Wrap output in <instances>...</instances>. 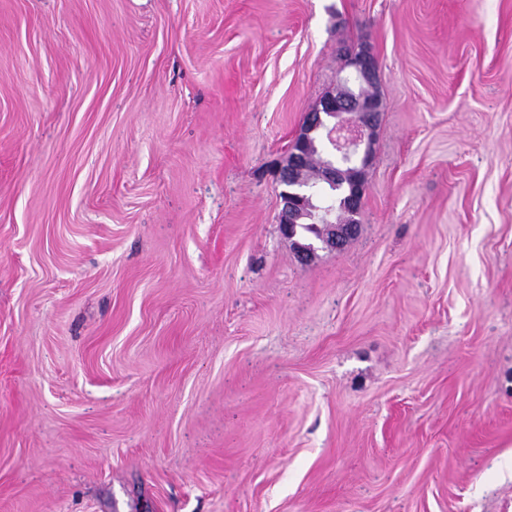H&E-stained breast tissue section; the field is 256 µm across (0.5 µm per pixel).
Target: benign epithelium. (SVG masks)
<instances>
[{
	"label": "benign epithelium",
	"mask_w": 512,
	"mask_h": 512,
	"mask_svg": "<svg viewBox=\"0 0 512 512\" xmlns=\"http://www.w3.org/2000/svg\"><path fill=\"white\" fill-rule=\"evenodd\" d=\"M348 74L339 79L319 107L305 115L300 132L288 153L278 163L277 182L288 183L280 196L279 224L282 236L303 260H312L319 250H339L355 235L357 215L366 192V171L371 164L372 144L381 111L377 93H358L351 84L378 85L376 60L369 48L348 50L343 56ZM345 185L341 213L311 205V183ZM309 225L316 235L302 234Z\"/></svg>",
	"instance_id": "1"
}]
</instances>
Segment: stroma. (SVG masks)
I'll return each instance as SVG.
<instances>
[{"label": "stroma", "instance_id": "35a3bbf8", "mask_svg": "<svg viewBox=\"0 0 512 512\" xmlns=\"http://www.w3.org/2000/svg\"><path fill=\"white\" fill-rule=\"evenodd\" d=\"M363 45L303 263L273 168ZM0 512H512V0H0ZM346 69L348 74L339 79L336 89L305 115L300 132L276 169L279 185L288 182V191L282 190L280 196V231L302 260H312L318 250L342 249L358 228L356 217L367 188L365 175L371 164L381 100L378 93H358L350 86L378 85V66L369 48L349 49L341 71ZM329 119H333L330 125ZM324 139L331 148L330 156L315 161L314 170L305 169L307 156L320 151ZM312 179L323 186L346 185L342 213L311 205ZM303 225L312 226L315 237L303 235Z\"/></svg>", "mask_w": 512, "mask_h": 512}]
</instances>
